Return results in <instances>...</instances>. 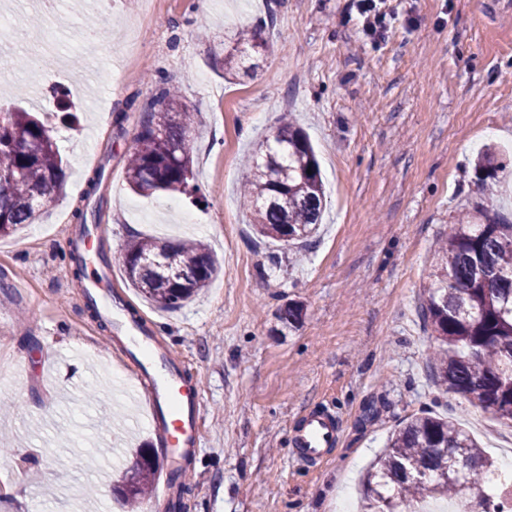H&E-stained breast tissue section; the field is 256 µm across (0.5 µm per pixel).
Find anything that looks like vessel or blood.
Segmentation results:
<instances>
[{"label":"vessel or blood","mask_w":512,"mask_h":512,"mask_svg":"<svg viewBox=\"0 0 512 512\" xmlns=\"http://www.w3.org/2000/svg\"><path fill=\"white\" fill-rule=\"evenodd\" d=\"M142 385L139 392L160 439L164 456L177 460L195 454L201 444L202 396L197 385L179 377L163 353H149L135 363ZM337 423L333 414L306 413L291 435L295 457L303 463L321 460L334 447Z\"/></svg>","instance_id":"obj_1"}]
</instances>
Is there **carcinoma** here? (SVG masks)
<instances>
[{"mask_svg": "<svg viewBox=\"0 0 512 512\" xmlns=\"http://www.w3.org/2000/svg\"><path fill=\"white\" fill-rule=\"evenodd\" d=\"M224 70L231 71L266 46L258 30L240 28L229 37ZM194 115L166 81L141 109L135 147L124 166L125 180L140 194L182 191L192 174L190 128ZM273 144L251 158L243 187L255 203L254 224L264 236L304 241L315 231L324 190L318 162L304 133L282 119ZM500 165L488 153L479 165L481 181L497 177ZM64 178L48 120L22 108L0 107V236L35 219ZM105 167L88 178L82 204L72 219L97 223L93 198L103 199ZM432 281L425 289L421 318L439 346L434 375L439 385L461 394L503 423L512 425V222L481 209L454 225L437 249ZM128 284L160 308L175 309L205 287L215 263L197 242L173 245L158 238H133L121 252ZM492 463L458 425L429 411L412 417L390 438L364 482L366 508L412 512L419 500L448 497L467 512H500L486 492L453 475L462 469L476 479ZM134 501L149 492L156 470L135 461Z\"/></svg>", "mask_w": 512, "mask_h": 512, "instance_id": "1", "label": "carcinoma"}]
</instances>
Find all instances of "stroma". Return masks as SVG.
<instances>
[{
  "label": "stroma",
  "mask_w": 512,
  "mask_h": 512,
  "mask_svg": "<svg viewBox=\"0 0 512 512\" xmlns=\"http://www.w3.org/2000/svg\"><path fill=\"white\" fill-rule=\"evenodd\" d=\"M390 2L400 12L374 44L347 0H154L157 25L128 75L123 46L142 0H117L108 15L94 0H56L46 62L18 71L0 57V99L49 113L68 164L34 223L0 238V512H108L137 454L157 447L116 354L129 340L101 330L72 275L79 238L85 277L115 273L99 306L119 293L201 390L183 512L360 505L366 468L425 410L494 460L512 454V428L438 385V343L420 317L437 241L459 216L485 207L512 220V0L505 11L498 0ZM89 15L103 36L86 51ZM256 26L269 46L258 69L226 74L227 34ZM160 71L197 114L198 195L142 196L124 178ZM55 88L75 121L57 112ZM286 113L314 147L325 192L313 237L291 246L257 232L240 180ZM487 144L506 167L490 198L475 172ZM107 154V204L84 230L71 211ZM134 234L201 241L217 272L182 307L159 309L125 279L121 248ZM291 303L303 317L288 327L278 314ZM323 409L339 439L320 464H299L292 430Z\"/></svg>",
  "instance_id": "35a3bbf8"
}]
</instances>
